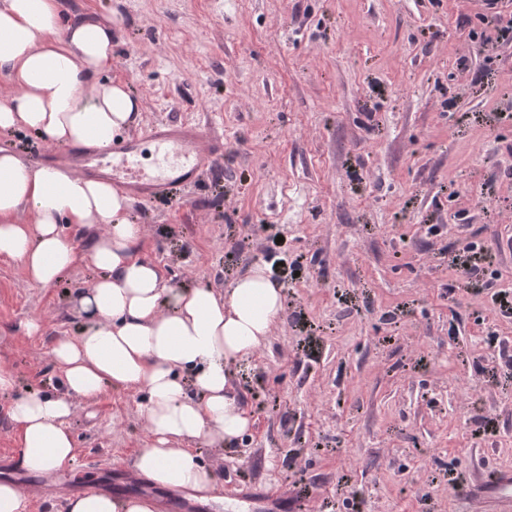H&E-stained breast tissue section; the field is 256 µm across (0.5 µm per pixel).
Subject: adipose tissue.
<instances>
[{"label":"adipose tissue","instance_id":"adipose-tissue-1","mask_svg":"<svg viewBox=\"0 0 512 512\" xmlns=\"http://www.w3.org/2000/svg\"><path fill=\"white\" fill-rule=\"evenodd\" d=\"M112 68V26L93 18L61 23L58 0H0V131L28 128L59 146H108L137 119L142 102ZM128 197L105 180L26 163L0 149V257L22 261L28 277L55 284L76 260L64 224H104L88 253L102 276L80 296L84 328L62 339L53 356L63 374L60 395L15 398L9 417L33 471L68 465L75 442L67 427L76 398L105 387L136 388L152 441L134 469L162 487L207 496L214 487L185 444L220 448L252 427L231 392V370L268 339L284 309L281 288L252 267L225 290L173 287L152 261L136 254L142 234ZM27 209L31 220L18 223ZM191 378H183V371ZM145 498L94 494L70 498L65 512H154Z\"/></svg>","mask_w":512,"mask_h":512}]
</instances>
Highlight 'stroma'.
<instances>
[{"instance_id":"obj_1","label":"stroma","mask_w":512,"mask_h":512,"mask_svg":"<svg viewBox=\"0 0 512 512\" xmlns=\"http://www.w3.org/2000/svg\"><path fill=\"white\" fill-rule=\"evenodd\" d=\"M112 22L111 78L142 100L131 135L184 120L224 135L222 164L178 200L132 201L139 254L174 287L222 290L255 265L282 286L267 342L234 366L252 430L190 450L217 478L205 512H256L274 488L306 512H467L487 469L512 470V40L479 0H60ZM64 233L54 285L0 257V455L20 450L16 395L57 394L85 256L105 227ZM496 255L490 296L460 269ZM487 396L480 412L471 394ZM145 396L74 399V466L116 497L151 434Z\"/></svg>"}]
</instances>
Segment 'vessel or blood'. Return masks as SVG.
I'll return each mask as SVG.
<instances>
[{
    "instance_id": "obj_1",
    "label": "vessel or blood",
    "mask_w": 512,
    "mask_h": 512,
    "mask_svg": "<svg viewBox=\"0 0 512 512\" xmlns=\"http://www.w3.org/2000/svg\"><path fill=\"white\" fill-rule=\"evenodd\" d=\"M223 138L180 121L154 124L145 136L113 140L105 147L72 144L40 155L39 163L70 168L87 177L109 176L113 186L142 201L169 196L195 180L202 168L222 162ZM260 512H302L298 499L276 490L251 494ZM474 512H512V473H497L474 495Z\"/></svg>"
}]
</instances>
